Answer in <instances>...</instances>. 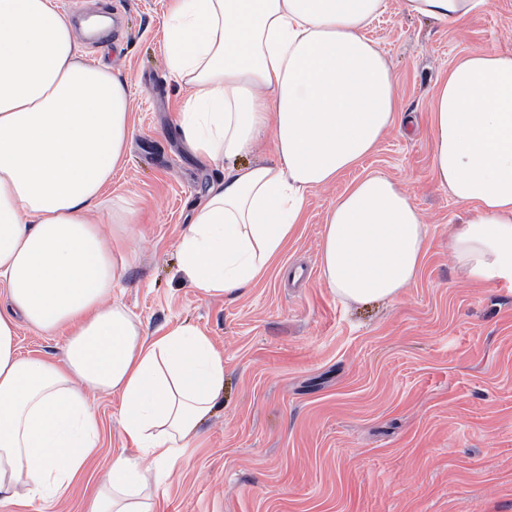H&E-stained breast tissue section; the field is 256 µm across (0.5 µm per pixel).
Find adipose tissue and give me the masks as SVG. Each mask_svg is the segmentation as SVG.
<instances>
[{
	"mask_svg": "<svg viewBox=\"0 0 512 512\" xmlns=\"http://www.w3.org/2000/svg\"><path fill=\"white\" fill-rule=\"evenodd\" d=\"M454 26L489 0H402ZM386 0H171L169 74L187 93L184 147L212 166L235 159L194 206L179 268L208 298L260 283L304 222L308 197L405 132L391 63L366 29ZM57 0H0V503L66 497L100 447L91 397L118 396L138 457L113 455L86 512H155L160 476L187 460L224 392V357L184 321L148 334L114 295L125 228L113 197L133 139L129 82L88 60L85 32ZM432 177L466 214L448 249L465 280L512 282V50L479 48L438 85ZM273 143L275 163L250 161ZM424 219L373 171L328 210L322 279L346 303L400 298L417 281ZM68 329L60 356L23 355L20 325Z\"/></svg>",
	"mask_w": 512,
	"mask_h": 512,
	"instance_id": "adipose-tissue-1",
	"label": "adipose tissue"
}]
</instances>
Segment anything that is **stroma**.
<instances>
[{
  "mask_svg": "<svg viewBox=\"0 0 512 512\" xmlns=\"http://www.w3.org/2000/svg\"><path fill=\"white\" fill-rule=\"evenodd\" d=\"M87 3L112 27L84 50L120 68L135 101L129 161L112 177L137 213L116 295L148 332L184 320L224 355V400L156 512H512V284L455 273L448 234L462 207L433 180L429 112L460 57L512 49V0L459 29L387 0L367 36L395 65L411 128L314 191L279 271L225 299L204 298L178 270L181 231L218 171L179 139L185 92L163 64L170 0ZM372 170L412 197L427 251L397 301L347 304L320 275L319 243L336 197ZM92 401L104 440L85 480L67 498L0 512H82L112 456L135 455L119 398Z\"/></svg>",
  "mask_w": 512,
  "mask_h": 512,
  "instance_id": "35a3bbf8",
  "label": "stroma"
}]
</instances>
